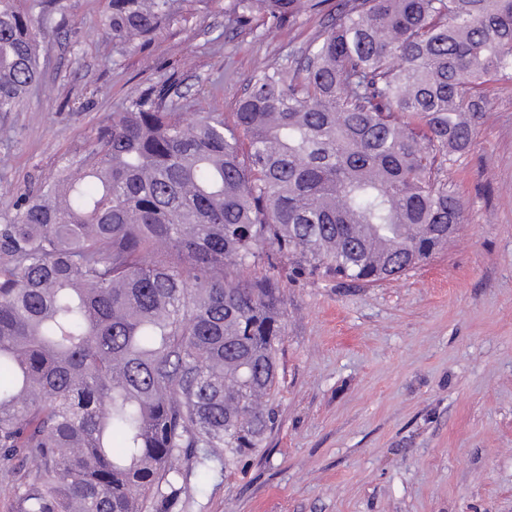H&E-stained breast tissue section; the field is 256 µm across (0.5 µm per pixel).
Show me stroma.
Returning a JSON list of instances; mask_svg holds the SVG:
<instances>
[{
    "mask_svg": "<svg viewBox=\"0 0 512 512\" xmlns=\"http://www.w3.org/2000/svg\"><path fill=\"white\" fill-rule=\"evenodd\" d=\"M107 2L62 0L40 85L0 116V213L82 155L136 92L163 85L187 117H232L253 69L299 58L327 22L302 6L275 29L256 10L232 32L236 0H183L147 47L119 50ZM482 92L473 148L448 173L461 228L374 286L281 262L276 425L230 467L184 466L171 512H512V81Z\"/></svg>",
    "mask_w": 512,
    "mask_h": 512,
    "instance_id": "obj_1",
    "label": "stroma"
}]
</instances>
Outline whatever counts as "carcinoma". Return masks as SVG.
<instances>
[{"mask_svg": "<svg viewBox=\"0 0 512 512\" xmlns=\"http://www.w3.org/2000/svg\"><path fill=\"white\" fill-rule=\"evenodd\" d=\"M60 0H0V114L42 78ZM272 24L299 0H237ZM178 0H109L112 46ZM512 79V0H336L303 55L261 64L233 120L147 87L0 217V476L12 512H168L180 462L224 467L276 423L286 257L372 285L448 243L479 86ZM37 464L30 476L25 464Z\"/></svg>", "mask_w": 512, "mask_h": 512, "instance_id": "carcinoma-1", "label": "carcinoma"}]
</instances>
